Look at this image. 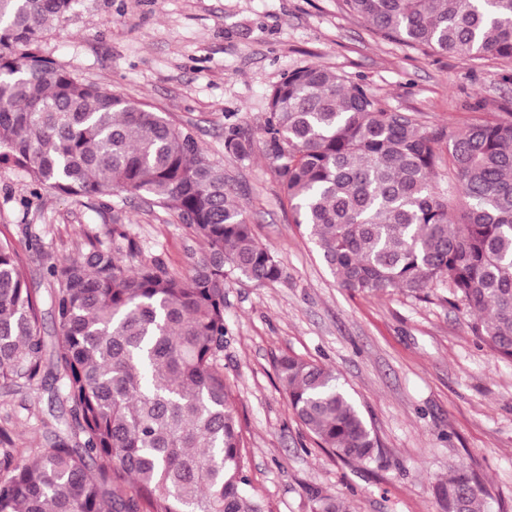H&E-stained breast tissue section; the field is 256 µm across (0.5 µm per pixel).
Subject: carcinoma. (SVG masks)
Masks as SVG:
<instances>
[{"label":"carcinoma","mask_w":512,"mask_h":512,"mask_svg":"<svg viewBox=\"0 0 512 512\" xmlns=\"http://www.w3.org/2000/svg\"><path fill=\"white\" fill-rule=\"evenodd\" d=\"M75 0H0V164L33 192L99 202L152 197L204 243L190 274L140 258L127 236L48 267L56 336L42 301L0 241V392L53 383L64 429L19 448L0 429V512H266L248 490L235 397L224 378V300L232 278H283L256 240L224 168L194 136L125 94L84 82L40 53ZM375 34L425 54L512 61V0H344ZM265 154L292 223L305 227L340 287L417 299L444 285L472 332L512 362V114L453 134L381 105L365 85L316 64L270 90ZM247 159L252 136L224 128ZM448 160H443L442 152ZM454 184L445 183L443 163ZM299 421L340 460L381 454L333 369L284 356L276 366ZM444 512H486L457 469ZM315 512H345L318 495Z\"/></svg>","instance_id":"1"}]
</instances>
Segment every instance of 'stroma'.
I'll list each match as a JSON object with an SVG mask.
<instances>
[{"label": "stroma", "mask_w": 512, "mask_h": 512, "mask_svg": "<svg viewBox=\"0 0 512 512\" xmlns=\"http://www.w3.org/2000/svg\"><path fill=\"white\" fill-rule=\"evenodd\" d=\"M86 82L120 91L192 133L223 165L256 239L285 279L234 281L224 302V375L236 395L247 471L267 512H313L315 494L347 512H442L439 483L454 467L476 471L490 512H512V362L471 331L448 291L427 300L341 288L305 227L291 223L275 163L262 143L249 159L224 150V127L260 132L268 92L315 63L366 85L381 104L425 128L466 129L512 113V62L425 54L378 38L343 0H77L41 43ZM122 231L142 256L186 274L202 241L151 197L127 198ZM113 224L97 202L45 191L0 165V239L38 297L54 286L47 268L110 245ZM334 368L381 447L373 462H344L320 448L279 383L282 356ZM48 394L0 397V415L24 448L45 444L29 412Z\"/></svg>", "instance_id": "1"}]
</instances>
